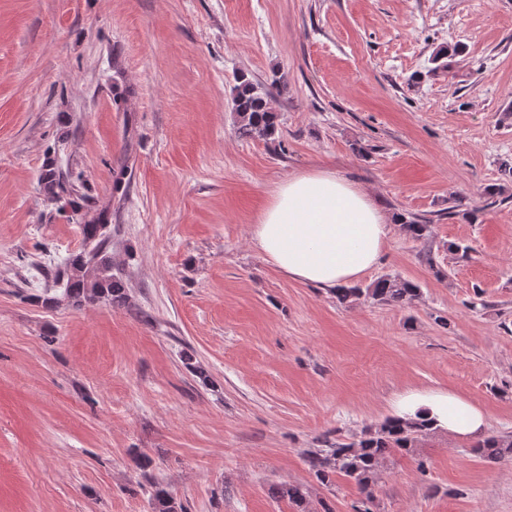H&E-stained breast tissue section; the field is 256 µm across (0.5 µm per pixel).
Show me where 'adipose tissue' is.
Segmentation results:
<instances>
[{"mask_svg":"<svg viewBox=\"0 0 512 512\" xmlns=\"http://www.w3.org/2000/svg\"><path fill=\"white\" fill-rule=\"evenodd\" d=\"M388 235V218L370 195L327 170L288 178L251 231L277 270L327 290L377 266ZM397 406L400 415L430 420L454 439L479 438L487 424L483 409L452 392H411Z\"/></svg>","mask_w":512,"mask_h":512,"instance_id":"ef3b65f1","label":"adipose tissue"}]
</instances>
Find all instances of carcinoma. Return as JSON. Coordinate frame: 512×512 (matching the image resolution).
Returning <instances> with one entry per match:
<instances>
[{
  "label": "carcinoma",
  "mask_w": 512,
  "mask_h": 512,
  "mask_svg": "<svg viewBox=\"0 0 512 512\" xmlns=\"http://www.w3.org/2000/svg\"><path fill=\"white\" fill-rule=\"evenodd\" d=\"M269 97L270 91L264 85L238 77L233 106L240 136L270 137L275 133L277 114L269 106ZM40 182L52 201L74 191L73 185L51 158L43 165ZM397 222L401 233L408 238L421 240L429 235L430 225L426 223L408 220L402 215L397 217ZM107 227L103 218L82 225L85 248L70 257L65 271L54 275L61 293H53L46 288L36 300L47 307L63 300L77 306L97 302L119 306L126 302L123 279L112 272ZM332 293L341 304L365 296L378 303L404 306L419 297L420 288L398 276H383L364 288H336ZM430 431V425L422 420L389 417L378 426L363 431L358 439L351 442L323 439L324 447L309 451L305 463L321 485L330 487L336 477L341 476L353 482L365 500L370 502L373 500L375 474L391 449L412 453L419 437ZM472 452L490 463L512 460V436H488L476 444ZM272 493L300 507L306 501L307 489L301 485L281 484L273 487ZM151 503L153 512H180V506L168 490L157 484L153 485Z\"/></svg>",
  "instance_id": "1"
}]
</instances>
